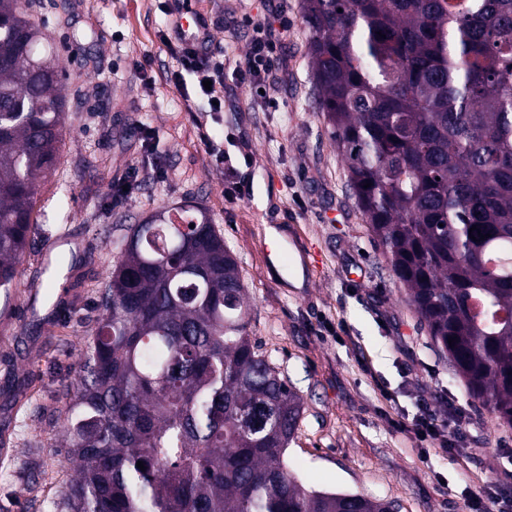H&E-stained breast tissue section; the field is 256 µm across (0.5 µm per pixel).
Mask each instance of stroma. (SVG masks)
Masks as SVG:
<instances>
[{
    "label": "stroma",
    "mask_w": 512,
    "mask_h": 512,
    "mask_svg": "<svg viewBox=\"0 0 512 512\" xmlns=\"http://www.w3.org/2000/svg\"><path fill=\"white\" fill-rule=\"evenodd\" d=\"M191 2L214 21V47L239 54L247 18L288 21L278 106L240 87L208 114L223 143L220 165L197 136L207 103L186 110L165 82L176 62L161 41L159 0H35L29 8L42 46L64 61L66 134L39 188L37 232L18 280L0 295V512H57L74 471L62 446L67 395L125 229L186 201L223 235L247 289L251 334L303 398L287 462L304 484L389 501L397 512H470L490 486L512 498V426L470 397L357 207L346 161L316 109L302 0ZM146 57L150 67L135 74L134 61ZM133 166L166 176L113 201ZM236 181L249 192L228 199L224 188ZM270 227L283 245L318 256L302 287L283 279L294 265L268 261ZM340 323L338 340L331 328ZM441 397L469 421V454H421L393 426Z\"/></svg>",
    "instance_id": "obj_1"
}]
</instances>
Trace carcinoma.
I'll return each instance as SVG.
<instances>
[{
	"mask_svg": "<svg viewBox=\"0 0 512 512\" xmlns=\"http://www.w3.org/2000/svg\"><path fill=\"white\" fill-rule=\"evenodd\" d=\"M25 7L0 0L6 291L65 130V68L39 72L49 54ZM303 19L318 109L391 271L473 398L511 425L512 265L488 263L512 257V0H303ZM101 306L63 424L64 512H395L288 468L302 398L250 336L205 210L129 225Z\"/></svg>",
	"mask_w": 512,
	"mask_h": 512,
	"instance_id": "1",
	"label": "carcinoma"
}]
</instances>
